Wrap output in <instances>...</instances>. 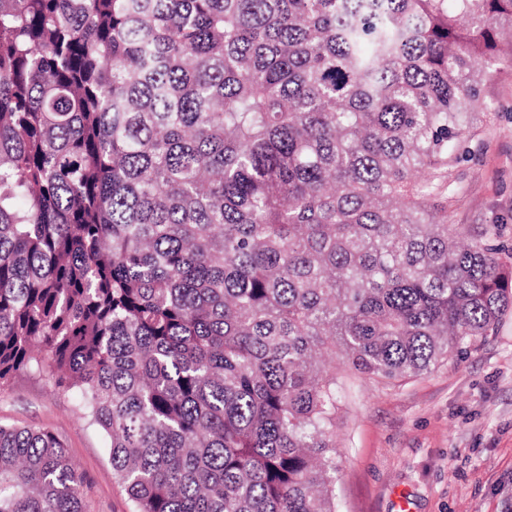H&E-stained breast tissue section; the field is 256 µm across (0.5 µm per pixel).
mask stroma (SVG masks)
Listing matches in <instances>:
<instances>
[{"mask_svg":"<svg viewBox=\"0 0 512 512\" xmlns=\"http://www.w3.org/2000/svg\"><path fill=\"white\" fill-rule=\"evenodd\" d=\"M492 110L448 175V217L498 227L512 246V76L486 86ZM339 512H512V316L480 345L404 381L340 372ZM0 423L47 427L86 476L85 512H132L107 437L76 394L29 373L0 390Z\"/></svg>","mask_w":512,"mask_h":512,"instance_id":"stroma-1","label":"stroma"}]
</instances>
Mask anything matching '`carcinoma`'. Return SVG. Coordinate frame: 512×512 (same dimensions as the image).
Listing matches in <instances>:
<instances>
[{
	"instance_id": "cac0c4a2",
	"label": "carcinoma",
	"mask_w": 512,
	"mask_h": 512,
	"mask_svg": "<svg viewBox=\"0 0 512 512\" xmlns=\"http://www.w3.org/2000/svg\"><path fill=\"white\" fill-rule=\"evenodd\" d=\"M512 0H0V387L77 390L134 512H336V363L415 377L512 314L448 223ZM0 425V512H83Z\"/></svg>"
}]
</instances>
